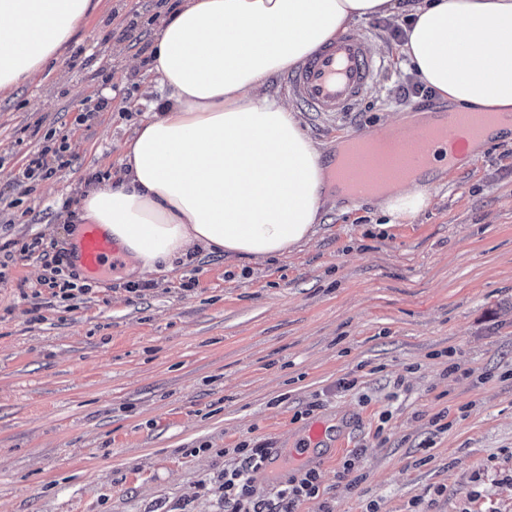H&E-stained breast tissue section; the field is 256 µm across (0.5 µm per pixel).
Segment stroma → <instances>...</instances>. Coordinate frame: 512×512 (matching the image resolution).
<instances>
[{
    "label": "stroma",
    "mask_w": 512,
    "mask_h": 512,
    "mask_svg": "<svg viewBox=\"0 0 512 512\" xmlns=\"http://www.w3.org/2000/svg\"><path fill=\"white\" fill-rule=\"evenodd\" d=\"M163 11L101 0L52 69L0 94V512H224L235 448L299 447L316 420L347 446L297 512H512V139L388 229L374 202L332 199L310 243L262 264H70L85 179H119L138 101L160 98L129 22ZM397 27L356 24L388 67L354 111L293 104L324 150L437 106L399 99L416 76ZM49 133L66 165L22 180ZM56 257L73 299L46 284Z\"/></svg>",
    "instance_id": "35a3bbf8"
}]
</instances>
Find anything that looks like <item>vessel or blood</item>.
Here are the masks:
<instances>
[{
    "instance_id": "1",
    "label": "vessel or blood",
    "mask_w": 512,
    "mask_h": 512,
    "mask_svg": "<svg viewBox=\"0 0 512 512\" xmlns=\"http://www.w3.org/2000/svg\"><path fill=\"white\" fill-rule=\"evenodd\" d=\"M381 60L373 55L371 43L361 36L344 34L305 59L286 77L285 87L296 102L316 112H350L380 80ZM118 249L100 225H84L78 263L85 273L118 262ZM326 432L323 422H313L300 447L291 455L298 464L313 459L314 448Z\"/></svg>"
}]
</instances>
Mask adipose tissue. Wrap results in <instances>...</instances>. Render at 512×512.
I'll return each mask as SVG.
<instances>
[{
  "mask_svg": "<svg viewBox=\"0 0 512 512\" xmlns=\"http://www.w3.org/2000/svg\"><path fill=\"white\" fill-rule=\"evenodd\" d=\"M98 0H0V92L44 73ZM408 13L403 64L457 112H512V0H180L157 25L161 113L121 148L114 185H89L78 222L98 224L140 273L196 251L254 262L310 242L331 172L267 79L376 16ZM429 186L378 201L396 225Z\"/></svg>",
  "mask_w": 512,
  "mask_h": 512,
  "instance_id": "obj_1",
  "label": "adipose tissue"
}]
</instances>
